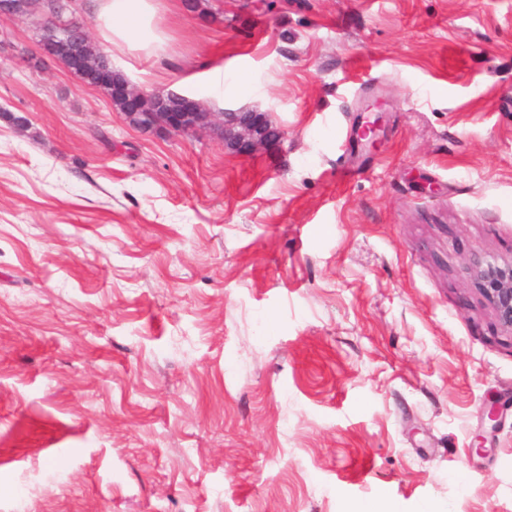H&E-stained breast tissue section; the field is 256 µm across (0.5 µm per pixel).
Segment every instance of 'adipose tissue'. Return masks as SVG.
Wrapping results in <instances>:
<instances>
[{"mask_svg": "<svg viewBox=\"0 0 512 512\" xmlns=\"http://www.w3.org/2000/svg\"><path fill=\"white\" fill-rule=\"evenodd\" d=\"M90 9L105 41L131 50L161 49L160 0H90Z\"/></svg>", "mask_w": 512, "mask_h": 512, "instance_id": "obj_1", "label": "adipose tissue"}]
</instances>
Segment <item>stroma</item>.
Returning a JSON list of instances; mask_svg holds the SVG:
<instances>
[{"mask_svg": "<svg viewBox=\"0 0 512 512\" xmlns=\"http://www.w3.org/2000/svg\"><path fill=\"white\" fill-rule=\"evenodd\" d=\"M210 6L156 53L83 21L143 90L268 113L250 156L0 35V512H512L468 266L512 259V0Z\"/></svg>", "mask_w": 512, "mask_h": 512, "instance_id": "1", "label": "stroma"}]
</instances>
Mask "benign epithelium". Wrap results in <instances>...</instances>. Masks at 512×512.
Listing matches in <instances>:
<instances>
[{
	"label": "benign epithelium",
	"mask_w": 512,
	"mask_h": 512,
	"mask_svg": "<svg viewBox=\"0 0 512 512\" xmlns=\"http://www.w3.org/2000/svg\"><path fill=\"white\" fill-rule=\"evenodd\" d=\"M58 0H0V26L18 19L26 20L36 30L50 27L57 18ZM119 85L132 109L124 113L128 124L140 130L165 129L171 132L192 134L212 130L218 133L224 149L235 155H250L258 149L281 141L282 128L269 125L264 112H203L193 99L170 90L146 92L134 87L129 80L118 82L101 73L98 84ZM169 97L177 107L169 112H147L150 100ZM470 269L476 272L481 290L490 303L499 327L512 335V262L497 264L474 254L469 260Z\"/></svg>",
	"instance_id": "obj_1"
}]
</instances>
